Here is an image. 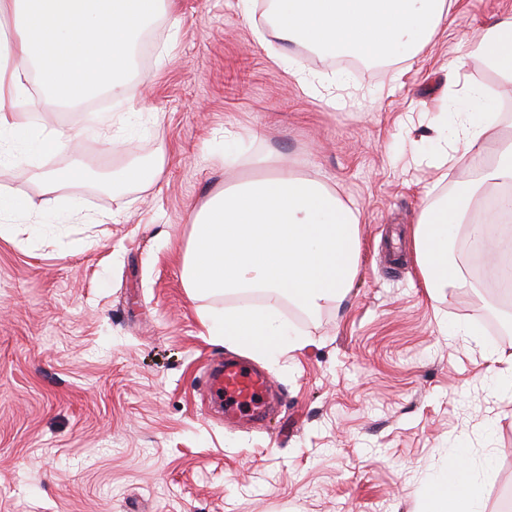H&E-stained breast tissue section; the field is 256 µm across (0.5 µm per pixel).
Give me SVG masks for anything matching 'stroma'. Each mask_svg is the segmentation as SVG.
<instances>
[{
    "instance_id": "obj_1",
    "label": "stroma",
    "mask_w": 512,
    "mask_h": 512,
    "mask_svg": "<svg viewBox=\"0 0 512 512\" xmlns=\"http://www.w3.org/2000/svg\"><path fill=\"white\" fill-rule=\"evenodd\" d=\"M127 78L109 137L83 133L92 103L38 84L31 118L80 130L75 152L0 168L22 202L0 238V512H425L424 488L456 454L484 512L512 501V396L494 391L512 354V298L478 270L464 234L449 253L472 287L432 302L411 240L415 214L477 177L468 161L427 166L430 123L491 90L496 75L460 45L512 0H456L416 56L350 70L287 44L240 0H177ZM287 58L276 64L274 54ZM299 67L316 90L303 93ZM236 162L225 165V155ZM335 188L359 211V270L338 307L280 304L303 349L275 360L214 343L203 325L236 300L195 298L181 277L193 214L253 176L255 157ZM162 162L153 182L47 192L39 172ZM87 215L72 219L73 208ZM477 326L476 340L450 333ZM236 356L276 386L266 419L228 427L207 368Z\"/></svg>"
}]
</instances>
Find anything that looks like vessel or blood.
Wrapping results in <instances>:
<instances>
[{"instance_id": "obj_1", "label": "vessel or blood", "mask_w": 512, "mask_h": 512, "mask_svg": "<svg viewBox=\"0 0 512 512\" xmlns=\"http://www.w3.org/2000/svg\"><path fill=\"white\" fill-rule=\"evenodd\" d=\"M272 385L269 376L258 368L228 359L210 377L208 390L223 399L225 422L238 423L261 415Z\"/></svg>"}]
</instances>
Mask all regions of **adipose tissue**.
<instances>
[{"label": "adipose tissue", "mask_w": 512, "mask_h": 512, "mask_svg": "<svg viewBox=\"0 0 512 512\" xmlns=\"http://www.w3.org/2000/svg\"><path fill=\"white\" fill-rule=\"evenodd\" d=\"M281 39L328 55L352 49L381 61L423 48L447 22L452 0H271ZM173 16V0H0V147L26 133L29 152L74 150L77 132L29 124L33 110L29 72L56 101L77 104L104 90L125 95L133 39L158 15ZM462 59L485 62L512 94V14L493 20L463 41ZM487 90L473 86L469 108L456 113L450 137L428 162L443 168L466 158L481 162L489 142L495 161L459 189L457 201L423 208L411 229L419 276L431 299L466 286L464 269L448 257V243L465 230L485 248L487 227L512 213V135L498 133L491 117H477ZM268 175L213 194L193 218L182 255V278L191 296L265 293L264 306L217 311L208 333L229 348L273 356L304 342L277 313L285 301L314 314L339 304L358 272L359 220L335 190L288 173L278 160L257 158ZM457 457L425 491L428 512H482L481 489Z\"/></svg>", "instance_id": "ef3b65f1"}]
</instances>
